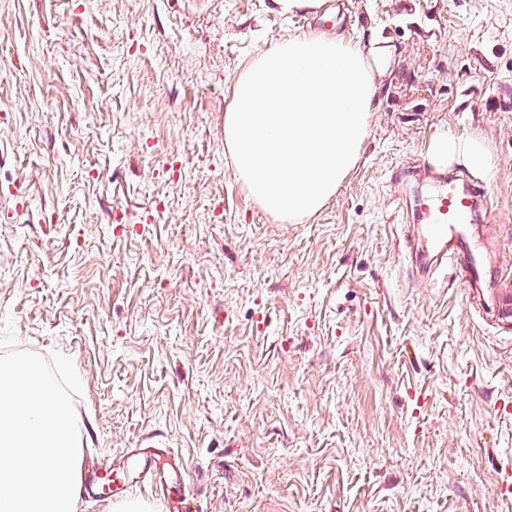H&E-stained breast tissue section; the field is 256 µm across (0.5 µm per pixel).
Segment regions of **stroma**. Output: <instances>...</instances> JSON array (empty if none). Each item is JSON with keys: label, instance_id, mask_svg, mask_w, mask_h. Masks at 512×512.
<instances>
[{"label": "stroma", "instance_id": "1", "mask_svg": "<svg viewBox=\"0 0 512 512\" xmlns=\"http://www.w3.org/2000/svg\"><path fill=\"white\" fill-rule=\"evenodd\" d=\"M327 2L0 0V328L72 360L87 467H189L187 512H512V0ZM313 31L393 55L357 167L283 224L224 114ZM418 158L485 189L479 289L412 274ZM463 149L472 165L484 168L488 165V157L478 146L472 144H457L455 142L440 141L435 145V151L439 154H446L448 150Z\"/></svg>", "mask_w": 512, "mask_h": 512}]
</instances>
